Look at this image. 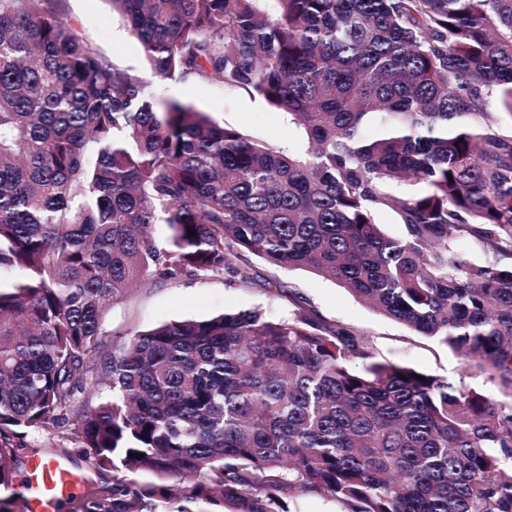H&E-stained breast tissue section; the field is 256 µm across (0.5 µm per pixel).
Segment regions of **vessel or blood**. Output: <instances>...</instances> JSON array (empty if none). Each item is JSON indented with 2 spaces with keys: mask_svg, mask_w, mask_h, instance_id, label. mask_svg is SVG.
I'll return each mask as SVG.
<instances>
[{
  "mask_svg": "<svg viewBox=\"0 0 512 512\" xmlns=\"http://www.w3.org/2000/svg\"><path fill=\"white\" fill-rule=\"evenodd\" d=\"M26 512H59L67 500L77 498L86 488V478L74 469L67 456L50 461L30 460L21 478Z\"/></svg>",
  "mask_w": 512,
  "mask_h": 512,
  "instance_id": "1",
  "label": "vessel or blood"
}]
</instances>
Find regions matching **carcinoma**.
<instances>
[{"instance_id":"carcinoma-1","label":"carcinoma","mask_w":512,"mask_h":512,"mask_svg":"<svg viewBox=\"0 0 512 512\" xmlns=\"http://www.w3.org/2000/svg\"><path fill=\"white\" fill-rule=\"evenodd\" d=\"M111 2L153 77L242 91L306 143L157 99L61 0H0V269L20 273L0 285V512H23L16 439L69 422L78 394L74 437L113 482L77 512H287L296 493L512 512V0ZM372 117L385 131L368 138ZM464 237L492 260L456 251ZM255 258L333 279L493 390L380 362L305 313L102 340L130 288L224 272L245 287Z\"/></svg>"}]
</instances>
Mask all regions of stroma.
<instances>
[{
    "label": "stroma",
    "instance_id": "1",
    "mask_svg": "<svg viewBox=\"0 0 512 512\" xmlns=\"http://www.w3.org/2000/svg\"><path fill=\"white\" fill-rule=\"evenodd\" d=\"M62 12L111 61L142 71V49L125 21L113 13L108 0H62ZM152 90L157 98L194 104L216 122L243 130L253 140L295 152L304 147L305 137L288 113L272 109L245 93L193 79L156 81ZM254 270V283L244 288L230 283L225 275L211 273L133 288L104 313L103 339L108 343L118 341L170 321L204 320L225 311L256 309L265 316L281 318L304 309L325 322L364 333L378 360L459 381L461 364L451 350L382 316L333 280L306 270L277 268L260 259L255 260ZM277 281L292 286L294 299L276 293L273 284ZM21 443L20 464H27L34 457L49 459L63 453L69 456L74 468L84 473L88 487L107 488L112 484L111 470L93 467L68 428L32 430Z\"/></svg>",
    "mask_w": 512,
    "mask_h": 512
}]
</instances>
